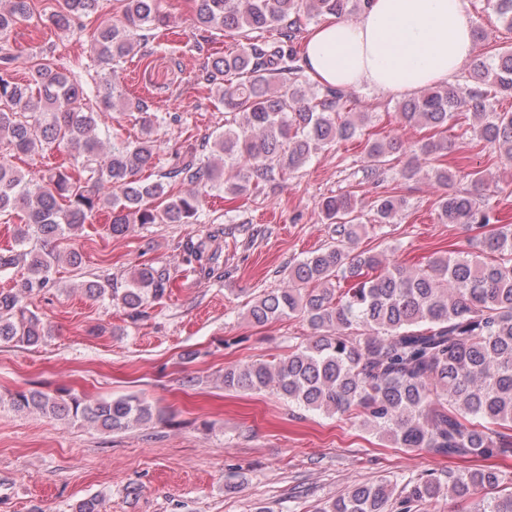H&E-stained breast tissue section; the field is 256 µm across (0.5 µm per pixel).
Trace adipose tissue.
<instances>
[{"label":"adipose tissue","instance_id":"ef3b65f1","mask_svg":"<svg viewBox=\"0 0 512 512\" xmlns=\"http://www.w3.org/2000/svg\"><path fill=\"white\" fill-rule=\"evenodd\" d=\"M305 51L320 85L401 96L451 81L477 40L468 0H370L355 19L314 26Z\"/></svg>","mask_w":512,"mask_h":512}]
</instances>
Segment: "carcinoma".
Returning a JSON list of instances; mask_svg holds the SVG:
<instances>
[{
    "label": "carcinoma",
    "instance_id": "1",
    "mask_svg": "<svg viewBox=\"0 0 512 512\" xmlns=\"http://www.w3.org/2000/svg\"><path fill=\"white\" fill-rule=\"evenodd\" d=\"M0 9V218L20 220L15 245L0 248V273L25 270L17 285L0 292V341L36 345L48 329L26 299L49 287L60 259L57 242L78 235L99 215L123 235L136 224H196L212 193L230 199L276 190L313 155L362 136L368 113L352 111V94L311 82L296 48L304 27L330 15L360 13L369 0H191L198 48L219 37L238 41L197 76L198 84L232 115L224 131L187 138L175 162L165 165L155 137L177 117L151 110L113 79L121 61L171 26L161 0H119V18L100 23L90 50L100 67L89 85L51 62V49L32 62L25 82L14 78L9 39L34 17L33 0H8ZM512 29V0H490ZM100 0H59L45 17L59 31H83ZM466 87L428 86L397 105L399 124L432 135L407 146L396 138L367 140L365 177L376 180L389 157L407 156L398 174L412 180L429 167L444 188L438 215L448 224L480 231L472 247L429 258L410 270L384 265L381 254L351 253L366 232L352 191L322 198V221L332 244L310 252L288 270L289 286L257 296L249 323L265 325L299 316L312 330L305 343L273 361L256 360L224 369V388L269 390L288 404L328 416L360 419V425L397 448L425 450L465 463L446 472L392 483L353 486L317 512H427L448 496V512H512V474L493 464L512 454V224L500 223L485 180L469 176L474 191L451 189L456 173L434 167L448 155V129L468 121L470 140L484 142L512 164V112L491 102L512 98V48L488 60L472 59ZM140 114L133 140L100 137L106 112ZM73 153L72 167L24 172L12 158L46 152ZM157 171L156 179L139 177ZM197 186L174 195L173 184ZM406 201L392 195L374 201V222L391 224ZM187 263L203 278L215 274L213 257L185 244ZM488 256L496 260L487 262ZM166 269L138 268L124 288L112 280L82 285L91 298L107 297L135 320L150 300L165 297ZM16 410L52 414L123 431L146 424L161 411L137 396L87 400L67 391L39 389L11 395Z\"/></svg>",
    "mask_w": 512,
    "mask_h": 512
}]
</instances>
